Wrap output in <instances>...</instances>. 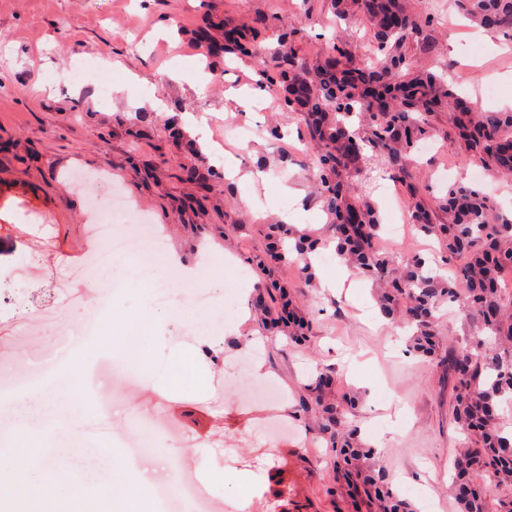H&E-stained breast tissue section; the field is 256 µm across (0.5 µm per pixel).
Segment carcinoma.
Instances as JSON below:
<instances>
[{"mask_svg": "<svg viewBox=\"0 0 512 512\" xmlns=\"http://www.w3.org/2000/svg\"><path fill=\"white\" fill-rule=\"evenodd\" d=\"M456 2L476 24L512 36V0ZM335 4L338 18L345 22L355 11L366 17L374 35L372 48L364 53L338 39L331 55L309 67L298 56L295 33L284 31L279 35L284 66L269 81L288 90V109L304 112L310 139L317 146V177L335 220L337 254L358 274L381 284L376 299L384 317L395 318L399 301L410 300L413 331L408 347L426 359L437 358L436 313L445 301L474 311L482 329L490 333L492 346L480 339L448 353V373L455 379L450 408L466 434L452 461V484L463 480L468 490L455 494V504L457 512H487L484 484L512 486V433L504 432L499 417L500 407L512 403V301L505 300L503 285L505 273L512 272V218L498 211L485 194L451 185L439 203L448 212V223H433V204L407 181L404 161L428 134L420 117L442 111L450 115L464 156L480 160L495 173L511 175L512 112H476L441 77L413 69L409 47L422 52L433 47L428 13L409 11L405 0ZM258 36L257 30L244 31L226 50L248 54ZM377 53L383 61L369 66ZM352 114L362 118V137L346 123ZM365 145L406 189L412 224L438 238L448 275L431 273L426 261L414 256L395 276L394 255L376 249L379 217L345 184L346 175L362 167ZM267 237L270 260L288 262L284 242L292 240L304 283L314 279L308 253L316 248L317 239L288 224L269 225ZM462 254L466 261L453 265ZM276 304L278 298L272 295L270 303L259 307L263 319L286 326L297 341L305 339L309 321L292 313L273 317ZM335 379L333 371L321 373L310 388L312 397L302 400L300 408L317 418L318 431L336 456V480L346 485L352 498L364 499L367 512H414L410 502L388 486L375 449L349 427L345 409L329 401Z\"/></svg>", "mask_w": 512, "mask_h": 512, "instance_id": "cac0c4a2", "label": "carcinoma"}]
</instances>
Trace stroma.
Wrapping results in <instances>:
<instances>
[{"label":"stroma","instance_id":"stroma-1","mask_svg":"<svg viewBox=\"0 0 512 512\" xmlns=\"http://www.w3.org/2000/svg\"><path fill=\"white\" fill-rule=\"evenodd\" d=\"M432 15L435 47L412 51L414 67L468 86V98L482 111H506L512 51L480 38L454 0H435ZM260 17L266 31L257 55L211 54L225 28L245 30ZM291 27L299 28V55L311 64L328 56L338 39L366 49L372 44L365 20L337 29L331 0H0V275L23 261L34 267L13 281L8 299L0 298V317L17 308L45 314L37 335L20 327L0 332V371L25 374L32 358L55 347L57 323L84 321L91 290L79 272L97 245L89 199L105 197L106 190H77L70 177L108 172L136 215L166 239L165 255L147 251L137 265L120 269L119 296L129 313L150 301L143 272L159 264L174 272L173 294L181 292L183 268L198 265L219 296L217 309L205 315L187 304L168 311L155 331L153 355L198 352L193 386H162L148 362L130 380L108 368L93 377L96 388L112 394L113 447H127L136 416L164 456L152 471L143 458H126L127 466L146 472L152 487L192 476L213 512H352L332 490L329 449L298 412L305 385L330 368L338 375L336 392L359 391L363 404L347 418L366 441L381 440L379 461L391 485L408 478L402 494L417 512H456L448 461L464 434L448 410L446 365L408 351L405 329L380 315L371 282L332 294L304 287L299 266L264 270L257 264L264 228L279 223L281 211L294 212L295 224L322 239L331 235L302 113L283 105L278 86L263 108H245L229 96L251 84L253 72H274L278 35ZM70 67L111 78V90L44 85L46 71ZM488 78L497 88L491 99L482 92ZM150 97L161 107L147 105ZM201 116L210 140L241 170L264 171L250 190L252 203L225 180L223 167L198 156L187 122ZM427 123L433 150L412 152L405 161L421 193L439 198L457 182L512 211V176L491 174L465 158L448 135L447 113H434ZM377 245L401 264L439 251L434 238L412 227ZM239 268L249 279L237 284ZM272 281L309 312L313 330L305 345L259 323L252 305ZM439 325L453 349L483 336L477 317L454 304L441 305ZM270 378L283 394L274 406L260 395ZM272 407L282 434L270 447L265 427ZM92 419V411L80 407L66 425L41 421L25 437L0 419V437L12 440L16 452L36 447L67 461L73 449L91 447L84 430ZM212 472L223 473L225 490L208 487ZM234 485L241 488L236 497L227 492Z\"/></svg>","mask_w":512,"mask_h":512}]
</instances>
